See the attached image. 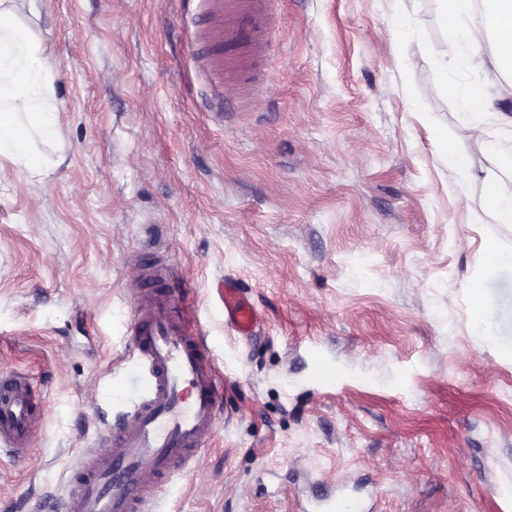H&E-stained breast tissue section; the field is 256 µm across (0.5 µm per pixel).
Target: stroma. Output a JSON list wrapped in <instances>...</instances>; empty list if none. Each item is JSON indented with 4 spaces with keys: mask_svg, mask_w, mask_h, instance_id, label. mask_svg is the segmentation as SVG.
Masks as SVG:
<instances>
[{
    "mask_svg": "<svg viewBox=\"0 0 512 512\" xmlns=\"http://www.w3.org/2000/svg\"><path fill=\"white\" fill-rule=\"evenodd\" d=\"M188 0H32L59 126L41 175L0 162V371L43 416L0 451V512H58L137 386L132 288L171 265L222 387L211 438L149 512H512V223H477L455 146L512 178V138L463 133L472 74L438 0H276L251 107L219 113ZM447 56L448 69L434 61ZM230 278L249 336L214 292ZM482 310H475L474 296ZM224 319L238 334L248 336L253 329L256 314L252 304L237 290L223 289ZM313 512H364L362 503L349 496H334L321 500L312 508Z\"/></svg>",
    "mask_w": 512,
    "mask_h": 512,
    "instance_id": "1",
    "label": "stroma"
}]
</instances>
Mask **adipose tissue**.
Segmentation results:
<instances>
[{
	"mask_svg": "<svg viewBox=\"0 0 512 512\" xmlns=\"http://www.w3.org/2000/svg\"><path fill=\"white\" fill-rule=\"evenodd\" d=\"M440 2L448 39L475 73L456 91L467 111V137L482 142L492 125L512 130V0H485L481 18L474 15L473 0ZM0 78L5 81L0 99L12 103L0 112V157L38 173L41 164L35 143L55 139L58 111L52 103L53 80L42 44L23 25L13 0H0ZM447 154L460 190L481 184L482 215L511 223L512 187L479 176L455 149Z\"/></svg>",
	"mask_w": 512,
	"mask_h": 512,
	"instance_id": "adipose-tissue-1",
	"label": "adipose tissue"
}]
</instances>
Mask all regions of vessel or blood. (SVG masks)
<instances>
[{
  "label": "vessel or blood",
  "mask_w": 512,
  "mask_h": 512,
  "mask_svg": "<svg viewBox=\"0 0 512 512\" xmlns=\"http://www.w3.org/2000/svg\"><path fill=\"white\" fill-rule=\"evenodd\" d=\"M274 0H206L197 34L213 47L205 63L218 98L252 99L244 75L269 43ZM148 288L135 299L134 352L138 386L132 408L112 426L103 448L84 454L70 481L64 512H147L153 494L186 468L211 437L217 384L206 338L181 296L164 291L171 268L140 266ZM224 319L249 335L256 314L238 291L222 295ZM41 396L27 376L0 373V445L26 456L38 424ZM313 512H364L349 496L321 500Z\"/></svg>",
  "instance_id": "obj_1"
}]
</instances>
